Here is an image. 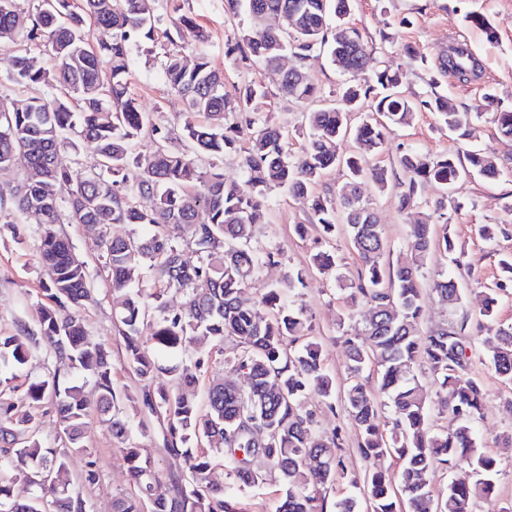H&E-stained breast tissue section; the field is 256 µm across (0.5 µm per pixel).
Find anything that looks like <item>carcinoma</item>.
Listing matches in <instances>:
<instances>
[{
    "label": "carcinoma",
    "instance_id": "carcinoma-1",
    "mask_svg": "<svg viewBox=\"0 0 512 512\" xmlns=\"http://www.w3.org/2000/svg\"><path fill=\"white\" fill-rule=\"evenodd\" d=\"M351 5L352 0H226L228 12L247 17L237 37L226 44V57L245 68L275 72L284 57L294 58L293 69L280 75L281 94L300 103L317 97L318 88L304 67L316 52L327 54L350 75L339 105L306 113V144L294 159L281 132L258 117L255 105L267 97L264 86L250 81L235 98L226 97L224 72L203 55L191 57L175 47L163 63L165 82L186 103L180 133L138 110L129 90V48L152 39L154 0H39L22 30L17 28L18 0H0V61L7 79L32 90L0 109V171L11 168L16 155L27 163L13 197L0 198V211L41 214V261L52 273L44 287L49 303L37 311L39 335L20 324L13 334L0 336V512H44L48 502L55 512H85L79 482L98 479L90 468L76 480L67 462L69 451L94 452L85 436L89 412L82 387L61 380L57 370L42 380L13 383L28 361L31 344L39 342L56 359L89 376L98 392L97 413L111 421L135 488L113 502V512H242L235 490L272 478L283 491L278 512H317L322 491L339 479L363 485L370 512H470L474 500L495 497L497 460L478 448L474 429L482 417V386L467 372L466 325L444 323L424 335L417 328L423 312V258L434 244L446 254L455 250L446 227L447 194L433 202L428 214L443 224L442 234L426 221L410 225L409 250L388 265L384 228L360 192L365 179L381 192L390 185L388 171L367 165L365 156L381 151L391 127L408 124L423 109L438 114L448 131L469 136L468 113L448 107L434 78L426 96L408 99L402 91L403 73L383 65L358 29L345 26ZM288 15L295 16L290 30L264 24L268 17ZM89 20L109 30L110 39L90 44L85 35ZM466 22L488 39L496 38L485 16L473 13ZM42 38L51 47L52 70L35 67L23 52V46ZM451 51L441 57L440 71L469 80L480 68L478 58L463 41ZM52 81L78 102V111L64 99L39 93ZM369 98L375 101L374 112L352 122L351 114L362 111ZM201 113L208 119L204 125L194 121ZM70 131L96 143L99 161L93 171L64 163L61 151ZM145 136L151 148L135 150ZM348 137L357 150L345 153L341 143ZM179 139L208 157L233 156L243 180L226 181L214 163L199 168L176 147ZM334 167L346 170L348 192L313 194ZM399 167L404 210L417 206L419 187L426 181L446 189L469 174L486 180L498 176L492 156L477 148L462 159L409 149L400 156ZM60 185L70 187L64 205L57 194ZM275 189L308 205L309 223L294 227L298 236L312 227L330 236L341 222L349 229L362 267L342 290L368 312L361 330L345 340L350 378L344 402L358 426L361 459L395 458L400 461L396 474L370 466L360 476L349 472L336 455L339 437L316 434L313 414L301 407L309 391L327 398L336 393L322 363V345L309 336L308 319L292 300L303 285V271L288 270L261 294L258 304L268 309L266 318L242 300L258 270L278 263L280 253L252 245L254 225L265 220ZM135 195L152 197L153 205H133ZM61 224H80L96 238L127 362L142 382L138 401L162 419L166 451L181 468L165 497L153 496L154 462L133 439L122 415V397L112 383L111 351L87 337L80 315L92 301L87 267L59 230ZM112 224H137L150 232L113 238L108 234ZM187 248L196 260L185 256ZM501 267L506 280L491 290L483 311L491 323L497 291L512 283V257L502 258ZM146 269L154 278L151 292L140 287ZM171 289L182 294L178 309L164 305V293ZM433 290L442 303L461 304L462 292L453 278L438 275ZM153 309L159 312L154 323ZM226 336L238 339V351L224 358V368L245 373L249 390L214 383L202 407L190 388L205 361L187 353L203 341L221 346ZM372 362L380 370L379 391L392 413L387 430L378 424L376 395L361 380ZM421 362L443 393L438 413L448 415V426L436 432L426 426L431 407L417 372ZM489 362L496 375L512 381V324H497ZM45 400L55 405L64 452L45 445L35 433L33 409ZM218 464L231 479L225 486L210 479ZM15 470L26 473L34 487L25 500L14 496L10 473ZM438 470L454 473L441 497L431 483ZM334 512H362L361 500L341 497Z\"/></svg>",
    "mask_w": 512,
    "mask_h": 512
}]
</instances>
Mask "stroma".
Segmentation results:
<instances>
[{
	"instance_id": "stroma-1",
	"label": "stroma",
	"mask_w": 512,
	"mask_h": 512,
	"mask_svg": "<svg viewBox=\"0 0 512 512\" xmlns=\"http://www.w3.org/2000/svg\"><path fill=\"white\" fill-rule=\"evenodd\" d=\"M154 9L158 22L152 39L130 48L133 70L130 92L141 111L150 113L156 123L173 128L178 126L186 110L183 98L170 91L162 74V63L170 47L167 36L176 32L180 35V46L187 53L204 54L223 71L227 95H235L244 82L262 83L268 96L257 104L261 118L283 133L291 153L300 152L304 145L300 130L305 125L308 107L279 93L276 73L259 67L247 71L226 58L225 44L235 38L239 20L227 15L225 0H155ZM472 12L490 20L496 30L495 39H487L481 30L466 24L465 17ZM348 24L360 31L367 45L386 65L405 73L404 90L410 97L432 88L429 81L434 78L438 84L433 88L459 111H470L480 105L489 89L496 95L498 108L512 109V0H354ZM457 40L466 41L482 61L480 78L462 83L440 72L442 55ZM405 44L413 45L418 59L402 52ZM305 67L321 92L319 105H334L346 75L321 55L310 57ZM474 144L495 157L500 169L497 179L466 177L446 192L433 182L421 188L422 200H433L444 192L462 202L463 208L450 214L456 254L449 257L434 247L424 259L423 314L419 329L425 333L446 321L454 323L464 317L469 320L466 334L469 373L479 378L484 391L483 416L475 427L477 442L482 451L499 462L494 501L476 500L473 512H499L500 508L512 507V447H503L501 442L504 435L512 434V384L505 383L492 371L484 343L486 333L478 325L486 294L501 280L499 261L512 255V138L499 133L490 111L475 125L472 137L463 139L449 135L435 113L422 110L415 113L410 124L392 128L383 150L368 155L367 161L395 174L399 171L398 158L406 150L460 156ZM361 191L384 227L386 259H395L406 252L407 226L421 217L422 211L401 210V188L395 183L381 192L367 181ZM309 216L307 205L288 193L272 194L267 221L255 226L253 244L260 250L279 252L280 262L262 267L242 298L246 304H254L263 289L281 280L288 268L302 269L305 282L295 300L308 318L312 336L322 344L326 371L341 389L349 377L343 340L360 328L366 309L348 302L340 284L357 279L361 264L345 228H338L327 239L315 231L305 238L295 236L294 225L308 223ZM483 224L497 225L494 241L480 237L478 228ZM61 230L87 264L94 297L93 303L82 312L87 333L92 340L110 345L117 391L138 393L140 380L126 361L125 344L112 316V295L100 252L82 225L65 224ZM320 251L335 256V267L321 270L313 265L311 257ZM441 273L454 276L462 290L458 308L442 304L433 291V281ZM48 281L40 261L38 217L28 214L15 220L8 214L0 216V335L12 333L20 323L35 324L38 306L47 301L43 288ZM236 345V338L229 336L224 340L223 354H211L207 342L195 348V356L205 360L197 400H204L207 383L225 377L239 387H246L244 375H229L224 371L223 357L232 354ZM301 404L303 409L315 412L321 432L339 435L347 466L361 471L364 463L358 454L359 431L344 404L339 402L335 407H328L326 399L314 393L307 394ZM123 411L135 440L156 463V494H167L169 477L176 466L166 451L163 423L135 403H124ZM85 433L96 454L91 459L70 456V468L76 475L90 467L97 470V481L83 489L87 508L89 512H112L113 501L130 491L127 465L114 444L109 421L90 413Z\"/></svg>"
}]
</instances>
